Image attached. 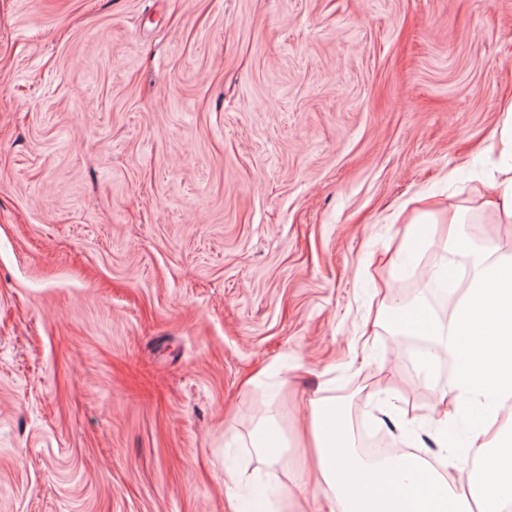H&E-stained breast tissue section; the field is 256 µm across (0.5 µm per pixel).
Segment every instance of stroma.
I'll list each match as a JSON object with an SVG mask.
<instances>
[{
  "label": "stroma",
  "instance_id": "stroma-1",
  "mask_svg": "<svg viewBox=\"0 0 512 512\" xmlns=\"http://www.w3.org/2000/svg\"><path fill=\"white\" fill-rule=\"evenodd\" d=\"M511 104L512 0H0V512H279L314 400L433 460L387 258L512 250ZM505 112V120L498 138L500 165L497 175H493L487 184L491 205L502 215L506 223L512 222V104ZM283 446L277 437L273 436L267 424H262L252 439V448L267 465L279 464L283 460Z\"/></svg>",
  "mask_w": 512,
  "mask_h": 512
}]
</instances>
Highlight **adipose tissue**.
Returning <instances> with one entry per match:
<instances>
[{"mask_svg": "<svg viewBox=\"0 0 512 512\" xmlns=\"http://www.w3.org/2000/svg\"><path fill=\"white\" fill-rule=\"evenodd\" d=\"M500 165L487 184L489 203L512 222V109L498 138ZM447 246L455 261L470 266L472 276L450 325L416 306L396 323L398 330L428 336L458 364L448 385L456 406L479 405L482 427L470 437L478 480L476 503L455 491L461 461L443 446L438 465L417 455L365 461L353 447L343 405L313 404L306 427L308 460L314 487L325 512H504L512 504V442L488 441L487 424L512 399V253L495 248L474 250L463 227L451 221Z\"/></svg>", "mask_w": 512, "mask_h": 512, "instance_id": "obj_1", "label": "adipose tissue"}]
</instances>
